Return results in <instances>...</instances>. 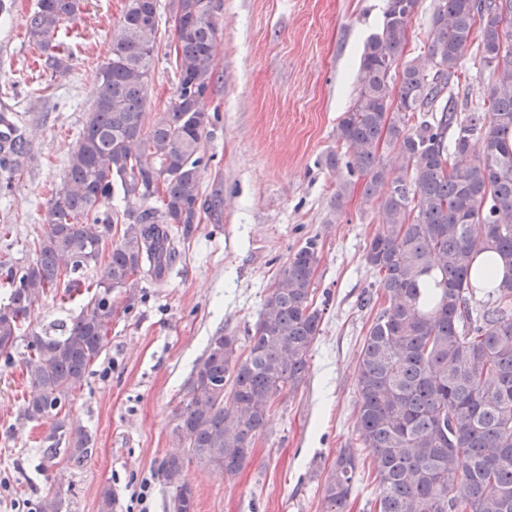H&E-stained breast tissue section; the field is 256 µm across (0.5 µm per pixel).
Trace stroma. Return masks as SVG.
I'll list each match as a JSON object with an SVG mask.
<instances>
[{
  "label": "stroma",
  "mask_w": 512,
  "mask_h": 512,
  "mask_svg": "<svg viewBox=\"0 0 512 512\" xmlns=\"http://www.w3.org/2000/svg\"><path fill=\"white\" fill-rule=\"evenodd\" d=\"M0 110L16 113L30 155L9 188L0 187V274L34 257L32 240L51 190L97 99L100 71L124 0H83L67 29L66 70L37 75L25 17L36 0H0ZM387 0H223L218 20V78L202 107L218 121L207 129L211 161L201 191L222 189L220 220L192 225L182 256L161 283L136 281L113 292L117 308L99 360L64 414L91 437L80 467L45 461L50 425L22 419L32 389L25 374L27 337L12 365L0 364V512H28L49 492L62 512H98L111 486L113 512H170L160 462L182 453L175 415L185 383L210 336L243 335L258 318L279 269L306 239L317 238L313 304L323 309L310 368L284 394L258 436L249 464L234 478L197 465L187 478L197 512H321L324 480L342 448L356 446L355 367L375 317L361 299L376 280L364 247L382 222L376 202L354 192L334 209L341 152L336 126L356 93L363 43L379 28ZM158 45L146 102L167 109L176 83L168 52L173 21L159 9ZM91 295L47 292L30 327L57 334ZM145 504L134 496L141 483Z\"/></svg>",
  "instance_id": "stroma-1"
}]
</instances>
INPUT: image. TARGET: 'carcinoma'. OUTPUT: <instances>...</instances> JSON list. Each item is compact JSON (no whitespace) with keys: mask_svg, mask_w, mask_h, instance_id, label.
Masks as SVG:
<instances>
[{"mask_svg":"<svg viewBox=\"0 0 512 512\" xmlns=\"http://www.w3.org/2000/svg\"><path fill=\"white\" fill-rule=\"evenodd\" d=\"M210 2L169 0L177 82L167 111L150 120L159 0H125L98 98L33 239L35 257L5 274L0 357L8 363L47 290L93 291L61 335L32 332L27 343L35 394L22 417L51 421L43 449L49 462L78 467L91 456L88 433L68 429L61 414L101 355L112 292L160 278L179 256L181 234L223 208L220 192L200 189L211 118L198 104L215 82L221 10ZM417 4L387 0L360 57L355 97L336 126L346 175L334 208L361 181L382 212L365 246L377 279L363 306L376 316L356 365L358 440L379 463L369 512H512V0H436L431 70L412 59L395 76ZM81 6L37 0L28 14L26 36L46 68L66 67L56 38ZM472 54L494 83L487 101L463 114L461 66ZM478 137L480 154L473 152ZM28 154L24 132L1 112L0 169L18 172ZM117 189L128 205L100 216ZM319 253L317 239L308 238L288 258L245 335L209 338L176 413L184 454L159 469L171 512H196L187 466L240 473L277 401L304 381L322 320L311 299ZM484 253L504 268L493 288L473 269ZM478 292L492 298L490 307L476 306ZM357 473L355 450L343 449L323 485L322 512H346Z\"/></svg>","mask_w":512,"mask_h":512,"instance_id":"carcinoma-1","label":"carcinoma"}]
</instances>
